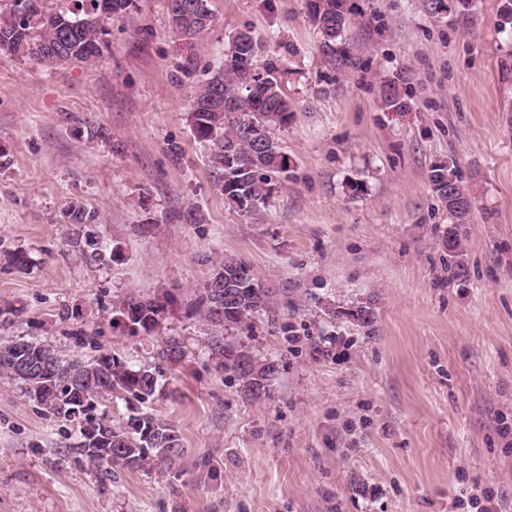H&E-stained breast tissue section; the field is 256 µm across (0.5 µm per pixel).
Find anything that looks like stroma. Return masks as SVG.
Listing matches in <instances>:
<instances>
[{
    "instance_id": "obj_1",
    "label": "stroma",
    "mask_w": 512,
    "mask_h": 512,
    "mask_svg": "<svg viewBox=\"0 0 512 512\" xmlns=\"http://www.w3.org/2000/svg\"><path fill=\"white\" fill-rule=\"evenodd\" d=\"M169 0H135L95 64L55 70L0 52V343L46 341L92 357L87 339L152 366L179 337L183 364L149 403L184 449L167 469L54 464L59 425L0 373V512H449L463 489L512 512V31L500 0H473L474 27L421 0H347L359 68L320 58L306 0H211L201 40L168 24ZM250 29L287 69L294 116L276 136L293 168L246 216L215 190L193 131L197 83ZM411 89L386 111L381 83ZM112 132L111 145L79 135ZM182 154L171 157L167 143ZM455 165L475 203L463 269L448 257V213L428 181ZM80 200L107 244L75 248L61 211ZM155 223L142 233L145 219ZM244 259L274 288L275 319L225 332L278 360L254 400L216 371L211 328L188 305L214 261ZM160 301L152 330L117 312ZM369 307L373 329L355 313Z\"/></svg>"
}]
</instances>
